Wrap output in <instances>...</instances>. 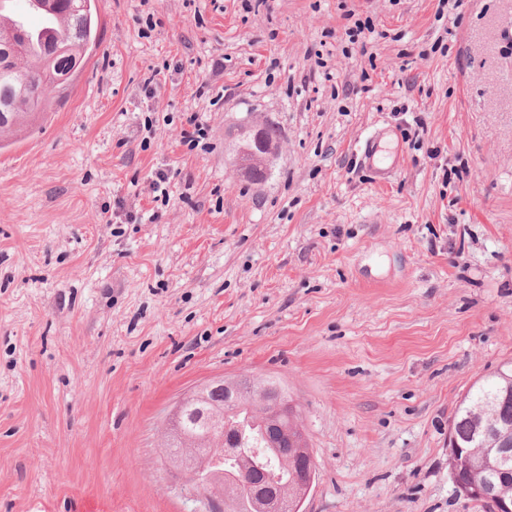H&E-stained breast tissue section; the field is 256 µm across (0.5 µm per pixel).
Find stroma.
Segmentation results:
<instances>
[{
    "label": "stroma",
    "mask_w": 512,
    "mask_h": 512,
    "mask_svg": "<svg viewBox=\"0 0 512 512\" xmlns=\"http://www.w3.org/2000/svg\"><path fill=\"white\" fill-rule=\"evenodd\" d=\"M95 6L69 88L0 138V512H202L161 431L253 375L303 421V512H483L448 428L512 363V0ZM249 124L280 134L259 183Z\"/></svg>",
    "instance_id": "35a3bbf8"
}]
</instances>
